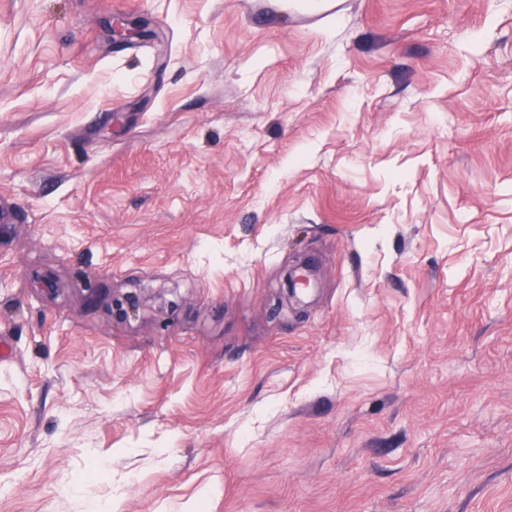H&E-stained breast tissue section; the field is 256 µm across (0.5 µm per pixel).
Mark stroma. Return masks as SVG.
<instances>
[{
    "label": "stroma",
    "mask_w": 512,
    "mask_h": 512,
    "mask_svg": "<svg viewBox=\"0 0 512 512\" xmlns=\"http://www.w3.org/2000/svg\"><path fill=\"white\" fill-rule=\"evenodd\" d=\"M116 498L512 512V0H0V512Z\"/></svg>",
    "instance_id": "35a3bbf8"
}]
</instances>
